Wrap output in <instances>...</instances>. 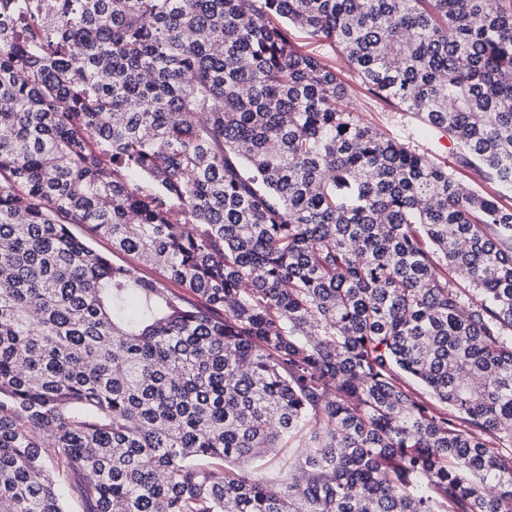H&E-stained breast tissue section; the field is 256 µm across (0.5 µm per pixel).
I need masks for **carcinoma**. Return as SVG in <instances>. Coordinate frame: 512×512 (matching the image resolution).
<instances>
[{"mask_svg": "<svg viewBox=\"0 0 512 512\" xmlns=\"http://www.w3.org/2000/svg\"><path fill=\"white\" fill-rule=\"evenodd\" d=\"M290 26L512 187V0H0V512H512V207ZM288 32L303 51L336 69L350 91L351 100L362 122L405 144L412 151L448 167V170L453 171L459 180L471 188L495 196L505 206H512V188L506 189L497 183L486 181L480 173L458 165L460 149L448 135L425 126L413 112H407L396 105H387L373 97L365 90L359 74L329 43L311 39L306 33L293 27ZM300 448H281L279 454L262 466H251L249 471L254 479L278 486L288 482V459Z\"/></svg>", "mask_w": 512, "mask_h": 512, "instance_id": "1", "label": "carcinoma"}]
</instances>
